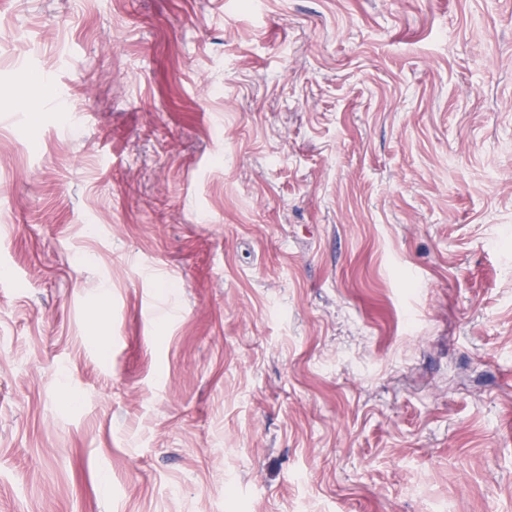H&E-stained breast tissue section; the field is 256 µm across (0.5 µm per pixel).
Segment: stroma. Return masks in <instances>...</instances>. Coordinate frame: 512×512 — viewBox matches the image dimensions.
<instances>
[{
  "mask_svg": "<svg viewBox=\"0 0 512 512\" xmlns=\"http://www.w3.org/2000/svg\"><path fill=\"white\" fill-rule=\"evenodd\" d=\"M0 17V512H512V0Z\"/></svg>",
  "mask_w": 512,
  "mask_h": 512,
  "instance_id": "1",
  "label": "stroma"
}]
</instances>
